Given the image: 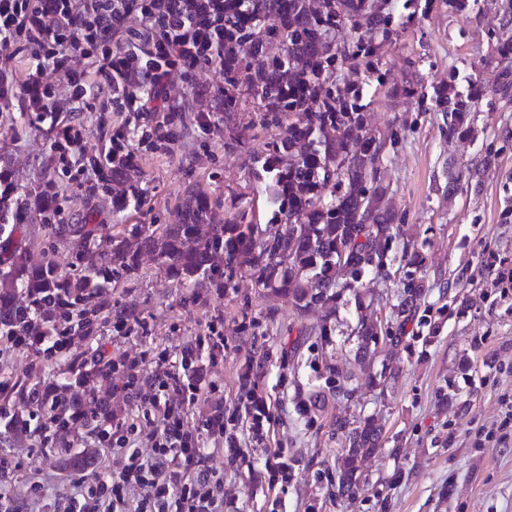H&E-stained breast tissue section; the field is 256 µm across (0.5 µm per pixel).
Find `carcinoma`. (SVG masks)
I'll return each mask as SVG.
<instances>
[{
	"mask_svg": "<svg viewBox=\"0 0 512 512\" xmlns=\"http://www.w3.org/2000/svg\"><path fill=\"white\" fill-rule=\"evenodd\" d=\"M503 51H512V2L501 5ZM288 11V33L283 35V53L269 57L260 46L253 55L243 54L241 43L253 28L282 11ZM380 0H252L247 16L238 15V0H227L228 25L239 28L238 39L224 49V74L243 73L242 83L224 89V100L237 102L240 87L277 108L264 113L261 126H278L281 137L261 162V174L269 213L261 226L243 210L216 220L214 206L200 195H188L179 209L176 224L149 230L139 224L110 237L87 273L72 278L50 262L30 263L27 251L9 247L18 224H0V340L11 344L16 336H50L60 308L76 309L82 316L81 329L94 328L92 316L101 312L99 284L115 275L138 271L142 257H151L168 277L190 288L224 280L231 288L241 271L255 287L283 295L303 316L323 312L312 332L329 343L334 332L331 319L339 301L349 294L358 319L353 328L360 340L355 359L368 356L369 345L377 341L373 324L364 310L368 275L389 277V252L400 239L403 291L393 306L398 330L420 317L435 338L440 322L431 308H421L426 264L423 246L403 235L395 214L385 204L387 187L368 184L380 164L381 142L377 141L366 113L347 100L322 95L325 65L337 59L327 52L332 47L331 30L340 22L358 28V19L376 26L382 21ZM492 92L512 101V67L505 66L494 81ZM483 95V87L469 85L467 92L450 84L438 91L443 111L450 112L448 137H464L470 130L471 113ZM51 235L59 241L81 242L94 235L92 224H50ZM76 387L112 376L83 352L74 354ZM5 387V402L11 410L53 415L61 422L86 421L64 390L45 395L33 388L17 392ZM336 431L349 448L345 468L337 475L339 496L358 488L361 463L381 448L383 428L371 416L352 424L336 417Z\"/></svg>",
	"mask_w": 512,
	"mask_h": 512,
	"instance_id": "carcinoma-1",
	"label": "carcinoma"
}]
</instances>
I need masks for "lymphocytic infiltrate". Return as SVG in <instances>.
Returning <instances> with one entry per match:
<instances>
[{
  "instance_id": "f902f5d3",
  "label": "lymphocytic infiltrate",
  "mask_w": 512,
  "mask_h": 512,
  "mask_svg": "<svg viewBox=\"0 0 512 512\" xmlns=\"http://www.w3.org/2000/svg\"><path fill=\"white\" fill-rule=\"evenodd\" d=\"M226 31L224 0H0V99L23 97L38 123L58 126L52 152L62 180L108 188L112 166L134 169L141 152L174 141L184 118L158 99L171 78L191 86L199 70L223 69ZM49 70L66 81V107L44 78ZM80 109L102 123L136 114V141L114 125L105 163L78 164L82 133L60 126L59 117ZM149 360L145 352L128 365L121 390L142 397L152 431L130 419L99 430L97 441L124 456V467L116 475L78 476L79 493L64 512H224V475L202 465L204 439L223 435L224 417L186 429L169 402L182 392L183 375L165 371L143 390L139 365ZM146 440L152 452L144 457L139 447Z\"/></svg>"
}]
</instances>
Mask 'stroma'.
Wrapping results in <instances>:
<instances>
[{
	"label": "stroma",
	"mask_w": 512,
	"mask_h": 512,
	"mask_svg": "<svg viewBox=\"0 0 512 512\" xmlns=\"http://www.w3.org/2000/svg\"><path fill=\"white\" fill-rule=\"evenodd\" d=\"M463 9L446 0H385L386 25L360 33L340 28L346 48L328 75L327 86L345 99L359 98L368 121L384 142L380 178L387 185L397 223L425 240L428 286L424 306L442 311L440 332L413 321L394 353L380 351L364 364L353 361L358 341L353 303L341 300L331 343H321L310 327L321 314L298 316L287 298L256 288L239 274L229 289L190 288L168 278L151 259L137 276L106 284L112 311L133 325L131 333L106 332L116 363L159 353L142 374L151 383L193 349V402L171 396L184 423L195 426L215 412L224 414V431L233 434L246 465L229 463L225 451L204 440L206 467L224 472V512H512V439L485 441L502 419V401L512 398V292L493 280L500 265H512V103L486 94L472 114L471 133L448 135V115L436 103L438 87L469 81L493 83L505 61L498 52L502 12L494 0H464ZM197 83L211 95L195 98L179 79L168 95L173 105L212 115L206 132L186 124L164 153H144L133 176L140 207H120L110 194L64 186L58 199L64 221L91 219L100 226L96 247L112 231L134 224H173L189 193L219 203V217L252 208L258 223L268 221L253 193L257 158L280 137L281 128L253 125L260 99L243 96L237 111L224 109V77L210 69ZM413 93H404L406 85ZM21 98L0 101V168L17 186L13 206L22 217L19 247L32 261L48 256L59 271L84 274L85 260L75 246L45 250L43 216L35 205L46 183L57 182L51 162L55 131L31 123ZM245 128L241 142L229 144L228 126ZM223 326L224 356L210 360L197 339L211 323ZM470 371H462V359ZM340 364L352 394L327 400L320 411L302 412L312 392L328 389L329 365ZM393 376L380 386L371 378L381 369ZM256 389L267 405L262 436H255L242 399ZM455 391L453 403L438 401L442 388ZM373 415L384 427L381 449L362 466L355 494L337 497L336 475L343 469L337 416ZM87 426L74 424L44 450L40 442L7 441L0 453L10 461L11 504L16 512H63L73 494L65 458L92 445ZM280 458L289 481L271 479L265 463ZM39 494H29L31 483Z\"/></svg>",
	"instance_id": "stroma-1"
}]
</instances>
